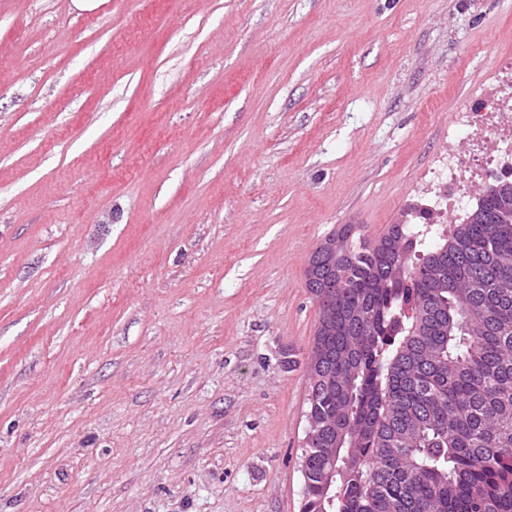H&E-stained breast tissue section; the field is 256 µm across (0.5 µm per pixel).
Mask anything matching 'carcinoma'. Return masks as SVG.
<instances>
[{
    "label": "carcinoma",
    "mask_w": 512,
    "mask_h": 512,
    "mask_svg": "<svg viewBox=\"0 0 512 512\" xmlns=\"http://www.w3.org/2000/svg\"><path fill=\"white\" fill-rule=\"evenodd\" d=\"M485 210L439 262L430 247L411 263L410 234L338 236L342 265L311 293L322 318L323 284H341L347 330L315 337L327 381L308 395L336 447L302 449V512H512V227L491 194Z\"/></svg>",
    "instance_id": "carcinoma-1"
}]
</instances>
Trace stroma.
<instances>
[{
	"label": "stroma",
	"instance_id": "35a3bbf8",
	"mask_svg": "<svg viewBox=\"0 0 512 512\" xmlns=\"http://www.w3.org/2000/svg\"><path fill=\"white\" fill-rule=\"evenodd\" d=\"M510 94L512 0H0V512H301L311 254Z\"/></svg>",
	"mask_w": 512,
	"mask_h": 512
}]
</instances>
